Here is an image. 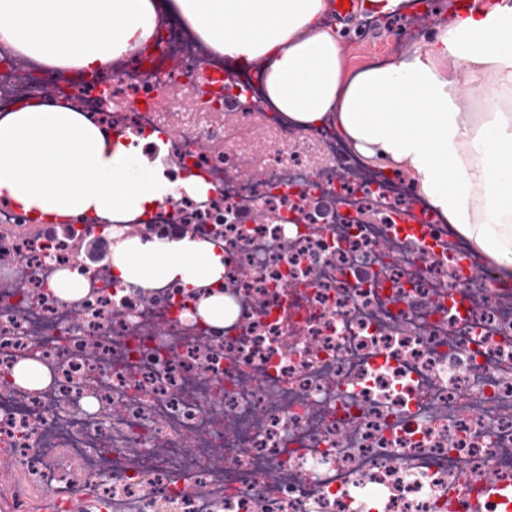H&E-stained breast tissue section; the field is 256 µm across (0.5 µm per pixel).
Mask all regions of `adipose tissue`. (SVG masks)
Segmentation results:
<instances>
[{
    "instance_id": "adipose-tissue-1",
    "label": "adipose tissue",
    "mask_w": 512,
    "mask_h": 512,
    "mask_svg": "<svg viewBox=\"0 0 512 512\" xmlns=\"http://www.w3.org/2000/svg\"><path fill=\"white\" fill-rule=\"evenodd\" d=\"M329 0H0V36L56 69L99 70L154 40L178 17L214 54L263 70L259 110L303 130L330 129L359 160L404 176L416 198L512 279V0H458L452 22L393 58L345 67ZM481 92L482 110L461 103ZM133 139L116 138L72 106L31 100L0 114V200L66 223L124 224L187 193ZM113 274L142 288L220 285L224 252L191 236L134 237Z\"/></svg>"
}]
</instances>
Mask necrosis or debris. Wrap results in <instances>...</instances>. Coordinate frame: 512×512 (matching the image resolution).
Masks as SVG:
<instances>
[{"mask_svg": "<svg viewBox=\"0 0 512 512\" xmlns=\"http://www.w3.org/2000/svg\"><path fill=\"white\" fill-rule=\"evenodd\" d=\"M159 34L174 44L163 62L138 57L110 80L71 72L70 96L126 135L178 128L172 174L199 170L213 189L141 226L160 240L184 218L223 248L224 322L197 315L207 289L139 291L102 266L62 300L80 235L49 238L0 202L11 246L0 261V452L28 475L0 512H35L49 481L66 512L75 464L106 512H448L451 493L475 495L487 474L512 486V296L491 285L456 302L448 259L469 256L467 244L332 133L274 123L261 176L231 181L251 149L228 137L220 104L152 105L155 68L217 77L224 63L176 19ZM48 76L0 42V112L40 95ZM202 138L219 151H198ZM303 189L429 225L432 261L391 224L296 215ZM247 205L267 220L236 219ZM24 360L48 382L17 383Z\"/></svg>", "mask_w": 512, "mask_h": 512, "instance_id": "obj_1", "label": "necrosis or debris"}]
</instances>
